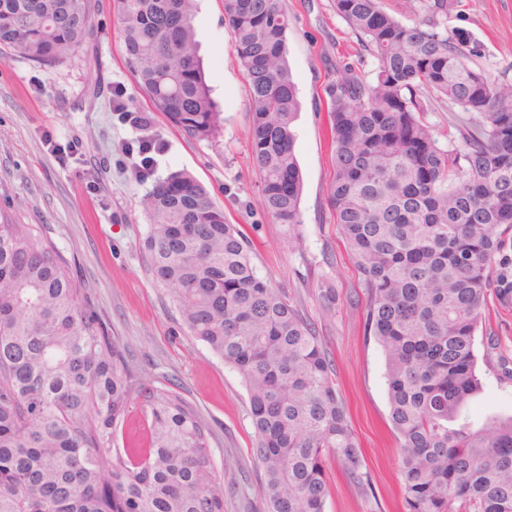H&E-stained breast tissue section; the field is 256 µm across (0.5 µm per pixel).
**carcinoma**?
<instances>
[{"mask_svg":"<svg viewBox=\"0 0 512 512\" xmlns=\"http://www.w3.org/2000/svg\"><path fill=\"white\" fill-rule=\"evenodd\" d=\"M377 60L348 66L330 103L329 199L367 294L366 332L386 358L403 512H512V416L459 422L479 391L475 340L512 229V83L448 30V0L405 25L382 0H333ZM196 0H113L138 88L189 138L221 112L198 55ZM251 115L250 161L271 218L296 231L299 101L280 0H224ZM90 0H0V49L46 70L95 39ZM458 106V144L436 141L424 96ZM293 175L288 192L278 176ZM144 247L190 335L241 376L263 474V512H324L336 459L363 487V458L315 326L260 277L245 236L183 170L141 199ZM141 400L147 445L112 453ZM196 407L146 380L68 260L38 224L0 211V512H224V479Z\"/></svg>","mask_w":512,"mask_h":512,"instance_id":"1","label":"carcinoma"}]
</instances>
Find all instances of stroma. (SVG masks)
Masks as SVG:
<instances>
[{
    "label": "stroma",
    "mask_w": 512,
    "mask_h": 512,
    "mask_svg": "<svg viewBox=\"0 0 512 512\" xmlns=\"http://www.w3.org/2000/svg\"><path fill=\"white\" fill-rule=\"evenodd\" d=\"M281 2L290 18L288 62L300 102L293 127L303 177L297 235L264 208L249 160L247 84L222 0H198L195 16L199 55L223 117L214 141L186 137L138 89L112 23V0H90L97 40L53 71L15 52L0 53V209L20 223L41 226L133 362L198 409L211 431L214 464L224 475V512H262L263 476L251 456L255 433L243 381L189 335L143 248L148 223L142 196L169 172L193 175L249 240L257 274L297 303L333 359L368 483L357 487L336 461L327 460L325 512H402L385 355L366 332L362 277L329 201L332 86L347 65L372 81L377 62L331 0ZM447 26L469 33L478 64L493 79L512 82V0H448ZM118 86L125 88L130 110L146 119V136L162 146L151 179L137 178L138 136L112 109ZM496 268L476 336L482 388L462 411L475 429L512 415V234Z\"/></svg>",
    "instance_id": "stroma-1"
}]
</instances>
